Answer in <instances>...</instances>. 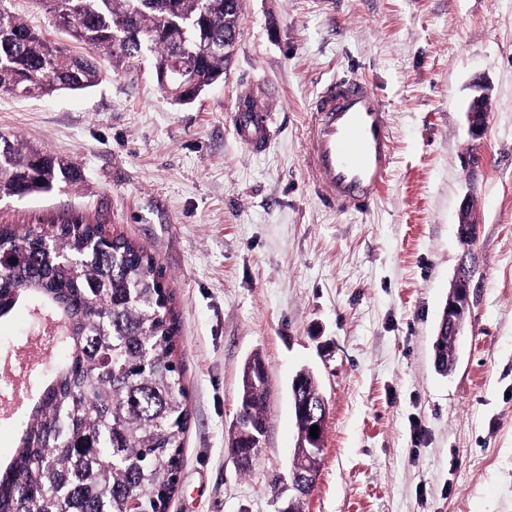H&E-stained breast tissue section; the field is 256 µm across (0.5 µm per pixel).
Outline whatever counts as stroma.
Instances as JSON below:
<instances>
[{
  "label": "stroma",
  "mask_w": 512,
  "mask_h": 512,
  "mask_svg": "<svg viewBox=\"0 0 512 512\" xmlns=\"http://www.w3.org/2000/svg\"><path fill=\"white\" fill-rule=\"evenodd\" d=\"M81 93L0 94V133L62 157L75 184L0 200V226L79 214L154 255L179 318L190 418L166 512H281L301 370L327 402L316 483L301 512H512V0H242L224 80L175 105L149 60L101 55ZM367 80L389 115L393 166L372 210L325 208L304 166L308 110L332 78ZM487 129L465 112L477 85ZM273 112L254 153L233 121ZM473 202L474 240L459 234ZM470 258V311L447 377L433 337ZM35 329L0 321V463L36 378L16 377ZM271 379L267 433L248 472L231 451L242 369Z\"/></svg>",
  "instance_id": "obj_1"
}]
</instances>
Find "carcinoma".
Masks as SVG:
<instances>
[{"label":"carcinoma","mask_w":512,"mask_h":512,"mask_svg":"<svg viewBox=\"0 0 512 512\" xmlns=\"http://www.w3.org/2000/svg\"><path fill=\"white\" fill-rule=\"evenodd\" d=\"M0 0V93L27 98L83 91L102 80L97 56L153 57L160 72L206 32L212 49L195 60L193 84L178 104L193 103L224 79L232 56L224 33L240 28L241 9L226 0H38L57 29L85 45L74 55L51 42ZM137 16L138 40L122 26ZM78 179L75 167L0 134V199L54 190ZM0 319L38 306L63 322L57 362L42 375L11 460L0 466V512H165L174 492L188 421L176 360L177 316L157 259L83 217L49 229L0 228ZM456 337H444L450 374ZM269 372L254 355L244 366L231 442L248 471L265 437ZM325 404L306 374L291 395Z\"/></svg>","instance_id":"1"}]
</instances>
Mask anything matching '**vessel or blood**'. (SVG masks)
I'll return each instance as SVG.
<instances>
[{
	"mask_svg": "<svg viewBox=\"0 0 512 512\" xmlns=\"http://www.w3.org/2000/svg\"><path fill=\"white\" fill-rule=\"evenodd\" d=\"M271 113L242 104L235 119L239 142L252 152L270 144ZM389 121L380 98L361 78L331 80L317 92L306 132V170L323 204L364 214L382 193L391 170Z\"/></svg>",
	"mask_w": 512,
	"mask_h": 512,
	"instance_id": "1",
	"label": "vessel or blood"
}]
</instances>
